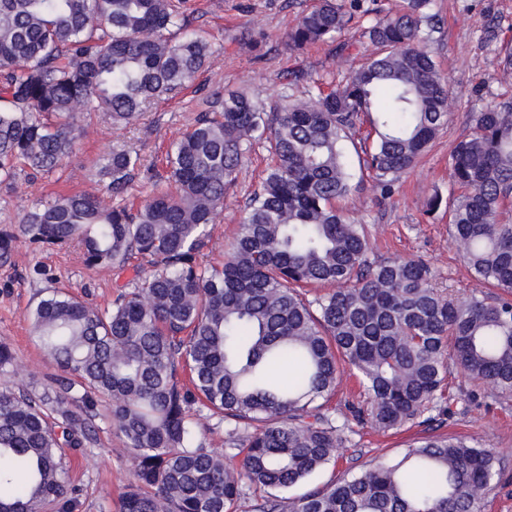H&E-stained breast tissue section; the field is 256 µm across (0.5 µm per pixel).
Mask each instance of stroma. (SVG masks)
<instances>
[{
  "instance_id": "stroma-1",
  "label": "stroma",
  "mask_w": 512,
  "mask_h": 512,
  "mask_svg": "<svg viewBox=\"0 0 512 512\" xmlns=\"http://www.w3.org/2000/svg\"><path fill=\"white\" fill-rule=\"evenodd\" d=\"M310 3L190 0L189 27L210 35L208 66L188 89L147 107L136 124L116 130L102 115L83 121V133L61 169L36 181L21 173L10 186L0 187V228L20 223L38 201L91 188L94 162L115 149L135 152L142 162L116 201L139 202L151 190L152 175L162 172L169 143L192 127L205 101L224 91L245 87L262 97L275 95L294 66L314 78L345 74L350 61L336 54L334 43L292 53L283 41L285 32L296 25ZM436 10L439 30L431 49L457 107L391 198H382L367 173L359 171L355 174L357 188L343 200L342 207L351 221L367 225L370 260L422 258L432 268L435 284L464 300L479 284L448 234L446 204L456 195L449 176V154L466 128L469 113L512 97V73H504L501 64L502 46L512 43V0H437ZM252 36L261 40L254 51L244 45ZM265 165L263 148L254 145L237 172L235 186L224 197L213 237L203 250L204 262H223L226 245L260 186ZM436 192L442 194L445 204L434 213H426L425 203ZM134 275L131 268L122 272L88 268L74 247L36 249L17 242L10 258L0 261V342L6 343L14 356L9 373L0 374V384L14 382L37 392L45 375L54 371L36 346L26 317L46 287L66 289L103 308L111 303L117 288ZM449 383L456 399L434 430L469 437L496 450L502 474L487 491L483 512H512V397L494 395L458 368L452 369ZM430 430L411 423L384 434L368 427L358 429L346 447L339 449L337 464L327 466L314 482L321 486L335 478L356 475L377 461L398 458ZM134 466L121 439L109 428L100 429L96 442L71 460L70 475L79 488L75 512H106L116 507Z\"/></svg>"
}]
</instances>
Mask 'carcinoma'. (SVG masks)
I'll list each match as a JSON object with an SVG mask.
<instances>
[{"label": "carcinoma", "mask_w": 512, "mask_h": 512, "mask_svg": "<svg viewBox=\"0 0 512 512\" xmlns=\"http://www.w3.org/2000/svg\"><path fill=\"white\" fill-rule=\"evenodd\" d=\"M313 0L284 34L300 52L336 43L366 2ZM187 0H0V186L17 171L59 169L77 121L106 112L121 128L181 90L209 59L188 30ZM434 0H404L363 31L376 57L339 80L302 69L274 98H216L167 151L166 175L136 208L94 190L35 204L0 230V258L23 240L78 242L89 268L151 266L101 309L51 287L27 313L59 374L42 391L0 388V512H71L67 451L97 421L134 456L118 512H483L501 472L492 448L430 435L398 460L279 497L336 463L352 423L378 431L432 425L448 410L453 366L512 394V99L473 112L450 151L448 232L483 291L463 301L433 285L422 261L371 262L365 225L336 202L354 190L344 142L368 123L360 168L395 191L448 122L455 98L430 50ZM309 81L301 97L292 89ZM270 156L224 264L201 251L245 154ZM141 167L117 150L96 162L120 192ZM363 399L331 401L345 371ZM224 426L215 452L201 418Z\"/></svg>", "instance_id": "1"}]
</instances>
